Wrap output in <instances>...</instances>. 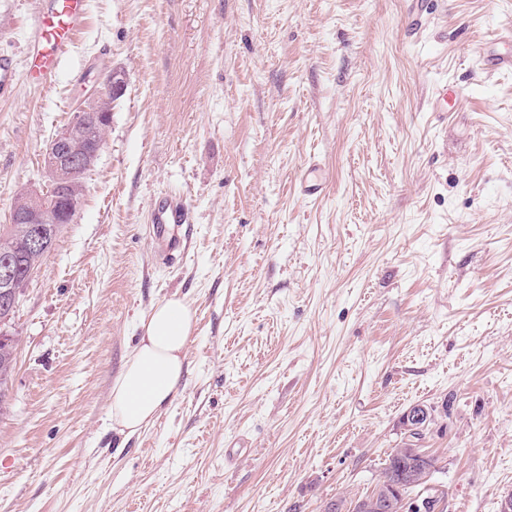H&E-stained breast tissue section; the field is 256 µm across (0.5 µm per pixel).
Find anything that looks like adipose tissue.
<instances>
[{"label": "adipose tissue", "instance_id": "obj_1", "mask_svg": "<svg viewBox=\"0 0 512 512\" xmlns=\"http://www.w3.org/2000/svg\"><path fill=\"white\" fill-rule=\"evenodd\" d=\"M193 327L192 309L177 296L155 305L142 320V334L112 383L108 416L113 431L134 435L171 406Z\"/></svg>", "mask_w": 512, "mask_h": 512}]
</instances>
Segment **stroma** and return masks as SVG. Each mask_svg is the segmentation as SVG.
I'll list each match as a JSON object with an SVG mask.
<instances>
[{"label":"stroma","instance_id":"obj_1","mask_svg":"<svg viewBox=\"0 0 512 512\" xmlns=\"http://www.w3.org/2000/svg\"><path fill=\"white\" fill-rule=\"evenodd\" d=\"M37 0H0V225L46 191L47 142L124 70L79 210L9 328L0 512H323L409 444L435 512L512 492V71L482 52L512 0H89L54 85L28 83ZM456 111L433 112L440 84ZM324 193L299 191L311 159ZM185 199L175 263L156 200ZM195 312L171 407L107 425L112 382L164 299ZM151 220L153 231L151 239L155 249L163 252L180 255L185 249L191 233L190 224L193 223L191 211L183 198L166 197L156 203ZM160 224H181L184 233L181 238H166ZM431 420V414L424 405H415L411 407L403 418V426L410 437L411 433H416L425 429Z\"/></svg>","mask_w":512,"mask_h":512}]
</instances>
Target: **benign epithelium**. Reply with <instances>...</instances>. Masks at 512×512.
I'll return each mask as SVG.
<instances>
[{"label":"benign epithelium","instance_id":"obj_1","mask_svg":"<svg viewBox=\"0 0 512 512\" xmlns=\"http://www.w3.org/2000/svg\"><path fill=\"white\" fill-rule=\"evenodd\" d=\"M105 88H97L93 95L74 111L71 122L59 130L44 150L45 170L50 186L68 195L72 201L82 199L83 185L69 181L68 170L89 171L96 163L104 142L96 136L97 130L105 129L111 119L110 97L123 94L126 75L121 69H113L106 76ZM49 193L22 194L15 200L11 212V223L22 222L25 237L32 253L45 254L43 225L60 224L62 218L56 215ZM18 281L14 279L9 261L0 264V340L6 341L11 335L3 330L13 311L18 306ZM431 414L424 405L411 407L403 418L406 433H416L427 427Z\"/></svg>","mask_w":512,"mask_h":512}]
</instances>
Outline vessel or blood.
<instances>
[{
  "label": "vessel or blood",
  "mask_w": 512,
  "mask_h": 512,
  "mask_svg": "<svg viewBox=\"0 0 512 512\" xmlns=\"http://www.w3.org/2000/svg\"><path fill=\"white\" fill-rule=\"evenodd\" d=\"M87 16L86 0H40L32 25L27 33L28 54L32 62V80L35 86L48 87L55 80L59 61L71 50ZM484 66L490 71L512 69V30H503L498 43L485 51ZM319 161H310L300 180L301 193L310 198L319 197L325 185L320 178ZM151 220V239L155 249L179 254L185 249L186 238L165 237L167 224L190 226L191 211L183 198L167 197L156 203Z\"/></svg>",
  "instance_id": "b4317fda"
}]
</instances>
